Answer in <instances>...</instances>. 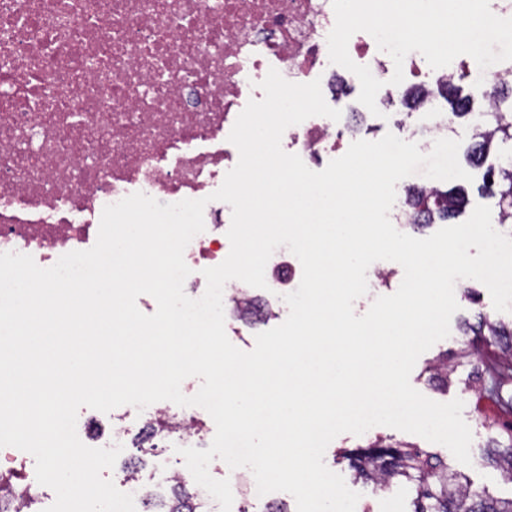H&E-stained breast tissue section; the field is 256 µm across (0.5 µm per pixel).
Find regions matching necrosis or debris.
<instances>
[{
    "instance_id": "4bbe7bcc",
    "label": "necrosis or debris",
    "mask_w": 512,
    "mask_h": 512,
    "mask_svg": "<svg viewBox=\"0 0 512 512\" xmlns=\"http://www.w3.org/2000/svg\"><path fill=\"white\" fill-rule=\"evenodd\" d=\"M332 0H0V253L31 255L43 268L90 249L102 211L141 192L160 204L206 199L205 229L184 252L185 293L201 297L203 269L224 259L230 206L212 200L230 155L224 135L261 81L276 69L294 83L320 80L336 98L349 70L329 61ZM384 88L376 102H405L402 130L429 132L421 145L453 130L436 98L446 82L476 78L487 89L512 86V61L473 73L466 56L431 68L409 53L404 80L391 85L394 62L363 31L348 43ZM335 121L314 116L287 128L284 151L305 164L342 148ZM175 432L140 427L126 417L77 418L87 446L151 448L170 439L201 447L210 416L197 406L151 404Z\"/></svg>"
}]
</instances>
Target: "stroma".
I'll return each instance as SVG.
<instances>
[{"label": "stroma", "instance_id": "35a3bbf8", "mask_svg": "<svg viewBox=\"0 0 512 512\" xmlns=\"http://www.w3.org/2000/svg\"><path fill=\"white\" fill-rule=\"evenodd\" d=\"M455 298L459 309L451 319L449 337L434 344L418 358L415 369L411 373L410 382L416 390L431 400L446 403L458 398L463 401V418L473 435L472 464L465 467L464 472L469 476L475 489L487 491L496 498L508 499L512 497V483L503 480L499 471L485 459L487 447L495 433L480 424L481 416L486 415L504 422L508 419L507 414L502 411L495 400L478 396L474 391L466 389L467 368H458L456 384L445 393L435 390L420 375L428 361L439 354L445 352L452 354L457 351L462 339L460 325L463 320L473 318L478 312L488 315L495 312L488 289L479 281L461 280ZM366 441L367 438L363 435L356 436L350 433L339 435L325 451L326 466L340 474L350 489L359 492V506L369 508L370 512H412L410 496L406 489L401 488L392 492L373 489L371 485L355 480L347 461L340 459L341 451L355 449L357 446L365 444Z\"/></svg>", "mask_w": 512, "mask_h": 512}]
</instances>
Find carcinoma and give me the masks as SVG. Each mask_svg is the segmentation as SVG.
Here are the masks:
<instances>
[{"instance_id": "obj_1", "label": "carcinoma", "mask_w": 512, "mask_h": 512, "mask_svg": "<svg viewBox=\"0 0 512 512\" xmlns=\"http://www.w3.org/2000/svg\"><path fill=\"white\" fill-rule=\"evenodd\" d=\"M450 111L458 118L473 113L461 107L467 98L460 96L453 85L446 87ZM492 123L479 129L477 143L467 152L473 165L484 162L500 141H512V112L491 113ZM483 189L498 193L500 224L512 216V160L497 168L489 167L484 174ZM465 204L464 190L433 187L416 193L409 206H434L437 220L456 217ZM465 340L455 358L440 355L424 368L428 382L446 393L454 382L458 367H468V388L499 402L512 413V393L505 389L512 381V322L506 324L488 315H478L474 323L464 322ZM489 462L502 477L512 482V426L499 434L492 449L486 453ZM356 479L371 483L377 489L402 485L413 494L412 512H512V498H495L486 491H477L464 474L453 469L437 453L413 443H386L380 437L346 454ZM20 475L9 470L0 472V512H36L37 495L28 485L20 483ZM152 512H208V498H191L183 484L175 483L168 498H152Z\"/></svg>"}]
</instances>
